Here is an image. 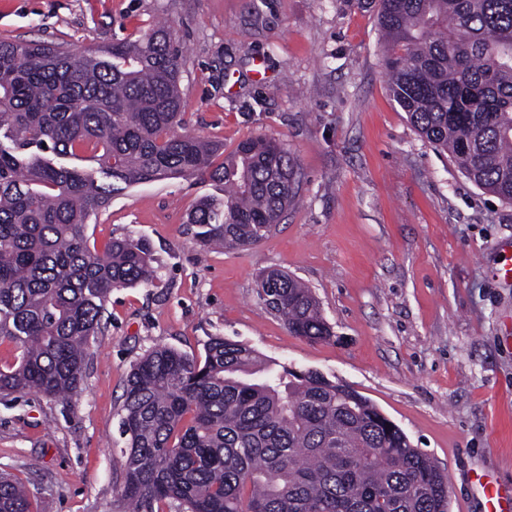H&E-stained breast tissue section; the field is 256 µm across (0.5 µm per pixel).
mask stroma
Listing matches in <instances>:
<instances>
[{
    "label": "stroma",
    "instance_id": "1",
    "mask_svg": "<svg viewBox=\"0 0 512 512\" xmlns=\"http://www.w3.org/2000/svg\"><path fill=\"white\" fill-rule=\"evenodd\" d=\"M379 0H0V38L81 53L164 21L181 50L185 131L225 153L262 137L300 182L280 224L240 249L200 246L189 211L216 188L187 175L116 182L86 234L96 248L149 242L158 278L114 289L66 400L0 397V472L39 512H124L123 394L133 365L166 346L198 357L213 336L315 370L368 398L448 476L449 512H493L512 491V203L436 152L393 101ZM266 83L252 82L254 59ZM279 268L303 281L334 335H291L257 295Z\"/></svg>",
    "mask_w": 512,
    "mask_h": 512
}]
</instances>
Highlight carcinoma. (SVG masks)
I'll list each match as a JSON object with an SVG mask.
<instances>
[{
	"label": "carcinoma",
	"mask_w": 512,
	"mask_h": 512,
	"mask_svg": "<svg viewBox=\"0 0 512 512\" xmlns=\"http://www.w3.org/2000/svg\"><path fill=\"white\" fill-rule=\"evenodd\" d=\"M390 92L419 136L479 188L512 202V0H380ZM181 51L154 25L101 54L0 41V394L76 393L112 289L152 285L141 238L99 251L88 220L112 195L56 157L92 151L107 178L206 174L224 197L187 223L205 245L267 236L298 183L280 143L224 144L178 133ZM257 294L290 333L332 336L310 288L267 269ZM120 496L129 512H448V479L365 397L318 372L277 369L247 345L209 339L199 360L157 347L124 392ZM0 512H38L0 476Z\"/></svg>",
	"instance_id": "cac0c4a2"
}]
</instances>
